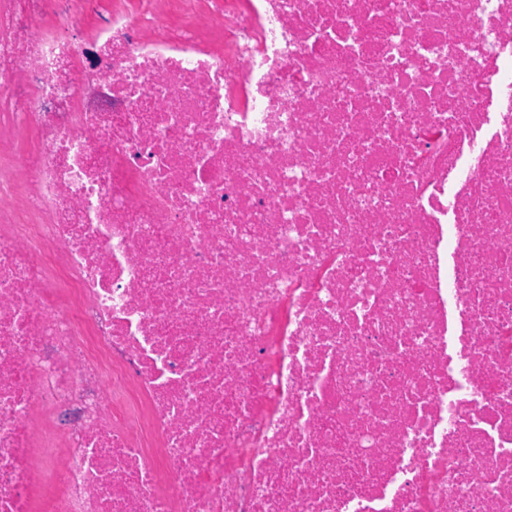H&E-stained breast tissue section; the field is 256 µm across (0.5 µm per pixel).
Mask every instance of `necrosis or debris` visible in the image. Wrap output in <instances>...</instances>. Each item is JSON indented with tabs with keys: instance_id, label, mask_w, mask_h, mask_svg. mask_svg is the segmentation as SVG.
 I'll return each mask as SVG.
<instances>
[{
	"instance_id": "4bbe7bcc",
	"label": "necrosis or debris",
	"mask_w": 512,
	"mask_h": 512,
	"mask_svg": "<svg viewBox=\"0 0 512 512\" xmlns=\"http://www.w3.org/2000/svg\"><path fill=\"white\" fill-rule=\"evenodd\" d=\"M0 512H512V0H0Z\"/></svg>"
}]
</instances>
